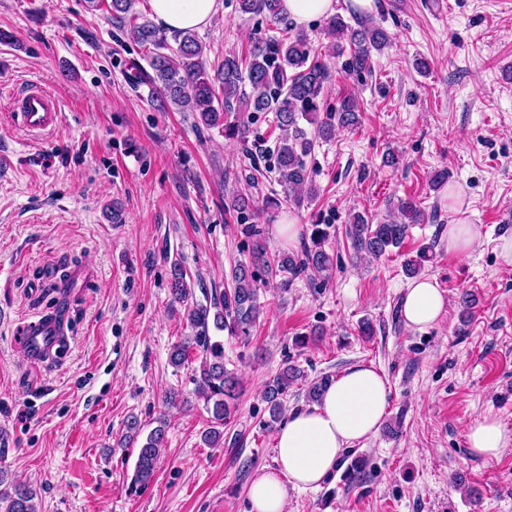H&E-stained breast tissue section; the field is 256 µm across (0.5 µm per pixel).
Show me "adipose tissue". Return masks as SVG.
I'll list each match as a JSON object with an SVG mask.
<instances>
[{
	"mask_svg": "<svg viewBox=\"0 0 512 512\" xmlns=\"http://www.w3.org/2000/svg\"><path fill=\"white\" fill-rule=\"evenodd\" d=\"M156 23L167 33L205 28L220 0H152ZM446 300L436 282L413 281L402 300L406 326L425 327L444 314ZM390 385L373 365L357 363L328 387L319 404L293 411L277 430L275 467L258 469L247 489L250 512H286L289 489H314L338 470L354 443L378 430L389 404ZM472 452L487 460L512 447V432L485 416L467 431Z\"/></svg>",
	"mask_w": 512,
	"mask_h": 512,
	"instance_id": "1",
	"label": "adipose tissue"
}]
</instances>
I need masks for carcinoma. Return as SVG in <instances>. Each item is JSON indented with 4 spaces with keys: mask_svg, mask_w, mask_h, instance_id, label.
I'll list each match as a JSON object with an SVG mask.
<instances>
[{
    "mask_svg": "<svg viewBox=\"0 0 512 512\" xmlns=\"http://www.w3.org/2000/svg\"><path fill=\"white\" fill-rule=\"evenodd\" d=\"M87 9L100 11L112 24L126 33L128 39L144 51L148 67L135 66L133 82L148 86V94L157 109L171 107L190 112L196 123L218 128L229 140L247 138L248 124L241 113H273L278 134L275 139L273 171L283 189L285 199L301 200L316 195L306 167L305 157L311 152L309 138L300 122L314 126V138L327 141L336 130L354 129L360 124L359 105L355 98L344 97L336 110L319 115L330 66L315 58L307 33L302 30L284 31L279 37L257 38L245 55L229 52L215 74L206 68L205 46L195 32L189 30L174 35L175 46L148 19L137 22L133 13L136 0H86ZM245 14H263L276 23L283 20L282 0H239ZM328 33L347 41L349 49L342 66L358 78L371 73L372 53L382 51L390 42L389 35L371 20L347 23L334 15L327 21ZM230 208L246 216L254 211L253 197L236 195ZM401 219L377 223L364 213H353L345 235L351 243L354 257L379 260L401 247L410 226L425 221L419 203L408 198L400 204ZM255 239L250 262L235 264L220 295L198 302L193 299L186 269L179 262L171 265L170 292L172 302L184 307L193 336L173 345L170 362L179 367L187 359L189 349L199 348L202 358L196 376L197 392L210 413L211 426L203 432V442L210 448L221 446L224 433L219 427L231 417L230 403L236 400L239 381L224 365V342L209 334L213 328L228 331L232 336L248 338L260 316L257 271L260 268L282 277V286L311 273L327 274L334 266V256L326 250L327 231L314 225L310 242L301 251H281L268 260L263 243L264 230L256 224L245 228ZM301 378L299 368L289 362L266 382L263 400L270 422H277L286 409L288 389ZM166 437V423L155 427L138 449L130 489L137 491L153 479ZM36 490L27 482L15 480L0 489V512H37Z\"/></svg>",
    "mask_w": 512,
    "mask_h": 512,
    "instance_id": "obj_1",
    "label": "carcinoma"
}]
</instances>
